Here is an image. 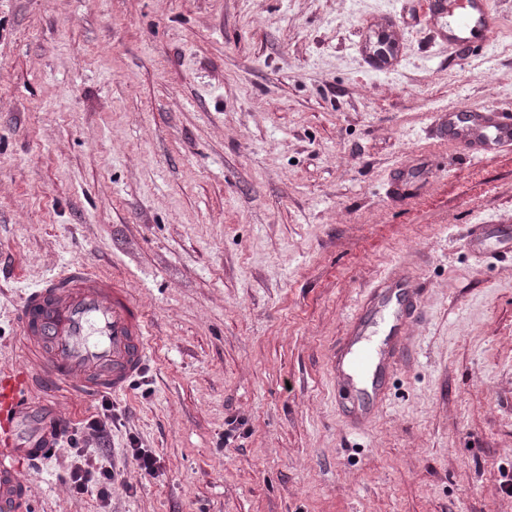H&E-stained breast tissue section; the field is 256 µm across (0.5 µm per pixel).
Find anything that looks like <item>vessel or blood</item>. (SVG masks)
Listing matches in <instances>:
<instances>
[{"label":"vessel or blood","instance_id":"vessel-or-blood-1","mask_svg":"<svg viewBox=\"0 0 512 512\" xmlns=\"http://www.w3.org/2000/svg\"><path fill=\"white\" fill-rule=\"evenodd\" d=\"M426 16L449 45L469 50L493 35L485 0H425ZM358 54L371 72L396 71L406 58L394 18L367 27ZM449 143L474 156L512 147V115L467 108L449 112ZM512 254V232L500 224H475L469 244L483 251L489 240ZM423 303L413 272L392 267L365 291L330 358L334 399L347 426L367 429L383 409L387 382L414 344ZM16 324L25 369L0 372V512H28V461L51 456L63 416L38 421L37 402L68 389L88 404L125 392L141 374L150 333L131 290L85 264H71L22 296Z\"/></svg>","mask_w":512,"mask_h":512}]
</instances>
